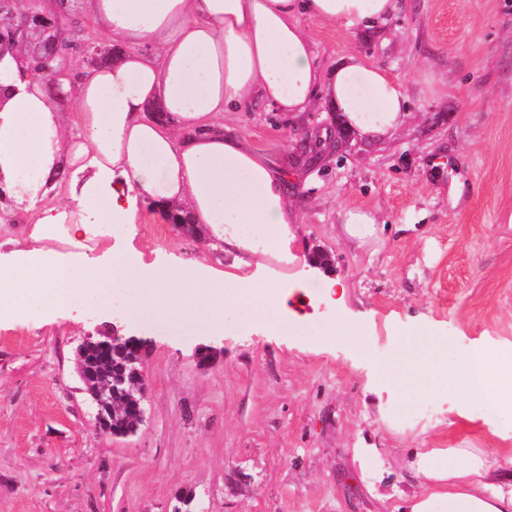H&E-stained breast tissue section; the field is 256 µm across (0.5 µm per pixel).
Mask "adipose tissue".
Returning <instances> with one entry per match:
<instances>
[{
    "mask_svg": "<svg viewBox=\"0 0 512 512\" xmlns=\"http://www.w3.org/2000/svg\"><path fill=\"white\" fill-rule=\"evenodd\" d=\"M399 0H90L97 28L124 52L94 70L62 67L55 86L23 79L24 47L0 60V184L35 212L32 246L0 264V317L41 316L120 296L131 313L261 325L297 320L301 284L207 274L201 265H146L134 249L92 253L133 230L148 200L187 212L231 249L287 258L296 214L281 172L221 122L254 100L304 113L327 98L358 137L374 141L406 121L402 82L362 55L329 75L314 65L301 17L381 28ZM160 102L167 122L147 119ZM74 105L77 132L61 110ZM64 198L43 204L47 188ZM62 238L70 251L47 248ZM381 379L403 398L453 393L512 411V357L485 344L456 352L428 328L406 333ZM415 468L435 485L410 512H512L499 464L478 448L423 452Z\"/></svg>",
    "mask_w": 512,
    "mask_h": 512,
    "instance_id": "adipose-tissue-1",
    "label": "adipose tissue"
}]
</instances>
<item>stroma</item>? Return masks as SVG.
<instances>
[{
  "mask_svg": "<svg viewBox=\"0 0 512 512\" xmlns=\"http://www.w3.org/2000/svg\"><path fill=\"white\" fill-rule=\"evenodd\" d=\"M329 72L360 54L402 80L410 115L391 136L353 134L328 99L294 117L253 102L223 122L288 176L298 212L292 261L243 255L176 229L143 205L131 245L145 262L196 260L217 273L302 281L311 321L344 316L372 353L255 327L164 332L146 345V418L115 438L98 425L76 348L115 313L74 307L0 321V512H408L424 448H480L512 483V412L453 394L406 424L375 363L422 325L458 350L512 353V0H400L376 33L301 18ZM376 219L364 240L346 211ZM325 250L327 268L308 262ZM346 288L343 308L325 278Z\"/></svg>",
  "mask_w": 512,
  "mask_h": 512,
  "instance_id": "stroma-1",
  "label": "stroma"
}]
</instances>
